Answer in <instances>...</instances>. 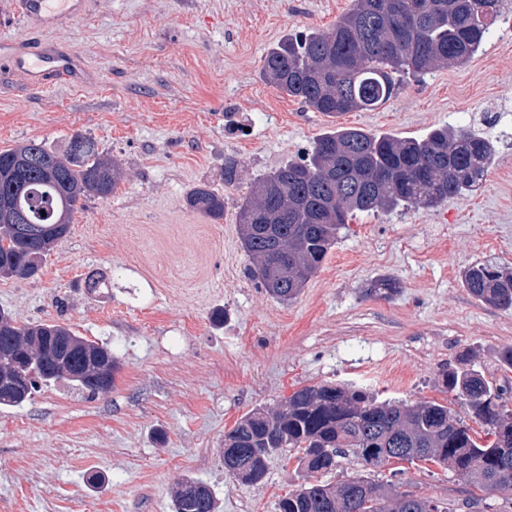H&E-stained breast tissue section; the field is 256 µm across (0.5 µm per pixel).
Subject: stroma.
<instances>
[{
  "mask_svg": "<svg viewBox=\"0 0 512 512\" xmlns=\"http://www.w3.org/2000/svg\"><path fill=\"white\" fill-rule=\"evenodd\" d=\"M90 2L45 33L83 59V83L33 90L0 72V150L30 140L60 150L81 133L119 162L123 180L75 212L37 278L0 280V308L108 344L121 369L94 397L61 381L0 406V512H172L185 477L209 485L220 512H277L300 485L362 464L350 456L310 475L276 457L262 482L241 483L220 450L251 410H276L305 386L350 384L461 416L443 367L512 385L499 360L512 311L460 281L479 260L512 265V15L466 65L403 78L376 109L330 117L277 93L262 61L288 35L330 29L353 0ZM350 126L415 138L464 127L494 138L498 155L465 196L357 215L298 298L279 302L248 274L239 203L262 174ZM228 158L239 162L229 187ZM203 182L223 192L222 219L185 206ZM94 272L110 287L89 292ZM381 277L396 281V296L369 294ZM377 475L451 512H512V487L481 493L473 509L467 487L431 463Z\"/></svg>",
  "mask_w": 512,
  "mask_h": 512,
  "instance_id": "stroma-1",
  "label": "stroma"
}]
</instances>
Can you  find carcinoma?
Wrapping results in <instances>:
<instances>
[{
	"instance_id": "obj_1",
	"label": "carcinoma",
	"mask_w": 512,
	"mask_h": 512,
	"mask_svg": "<svg viewBox=\"0 0 512 512\" xmlns=\"http://www.w3.org/2000/svg\"><path fill=\"white\" fill-rule=\"evenodd\" d=\"M506 0H356L328 31L300 32L270 48L262 75L276 91L324 114L370 111L396 93V80L470 61L490 33L480 15L498 20ZM496 141L469 129L435 128L423 138L343 127L322 134L310 152L257 178L237 221L250 276L288 302L320 269L341 230L358 214L411 204L434 208L477 190L497 157ZM122 180L119 164L97 142L73 135L64 153L34 140L0 150V278H33L64 238L78 204L106 198ZM186 206L224 216V195L207 183L193 187ZM477 300L512 310V268L486 260L464 269ZM369 291L390 299L395 281L381 277ZM120 371L112 350L58 322L17 323L0 309V406L16 407L43 383L67 381L89 395L98 382L111 390ZM477 432L436 401H380L339 384L304 387L274 412L254 409L224 434V471L246 484L266 476L269 460L296 449L297 468L320 473L352 453L369 468L391 460L425 461L449 469L480 490L512 486V409L508 387L473 368H444ZM174 512H217L210 487L179 481ZM278 512H449L371 474L335 484H305L277 503Z\"/></svg>"
}]
</instances>
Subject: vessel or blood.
<instances>
[{"label": "vessel or blood", "mask_w": 512, "mask_h": 512, "mask_svg": "<svg viewBox=\"0 0 512 512\" xmlns=\"http://www.w3.org/2000/svg\"><path fill=\"white\" fill-rule=\"evenodd\" d=\"M17 17L37 29H45L79 15L84 0H72L70 6L55 5L53 0H10ZM21 75L26 85L40 90L80 81L84 68L69 47L36 37L23 40L0 39V69Z\"/></svg>", "instance_id": "obj_1"}]
</instances>
